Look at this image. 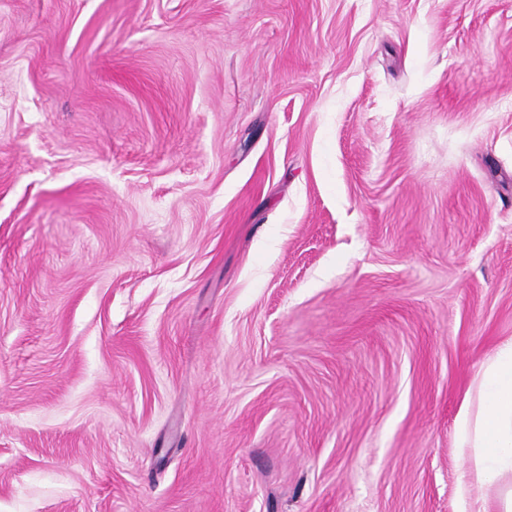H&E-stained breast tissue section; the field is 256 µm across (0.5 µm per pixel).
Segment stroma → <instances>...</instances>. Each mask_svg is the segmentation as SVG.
Returning a JSON list of instances; mask_svg holds the SVG:
<instances>
[{
  "mask_svg": "<svg viewBox=\"0 0 512 512\" xmlns=\"http://www.w3.org/2000/svg\"><path fill=\"white\" fill-rule=\"evenodd\" d=\"M512 338V0H0V512H458Z\"/></svg>",
  "mask_w": 512,
  "mask_h": 512,
  "instance_id": "35a3bbf8",
  "label": "stroma"
}]
</instances>
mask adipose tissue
Masks as SVG:
<instances>
[{"label":"adipose tissue","instance_id":"adipose-tissue-1","mask_svg":"<svg viewBox=\"0 0 512 512\" xmlns=\"http://www.w3.org/2000/svg\"><path fill=\"white\" fill-rule=\"evenodd\" d=\"M460 448L470 450L472 465L461 476L462 512H486L472 485L498 490V512H512V339L483 364L472 394L458 415Z\"/></svg>","mask_w":512,"mask_h":512}]
</instances>
